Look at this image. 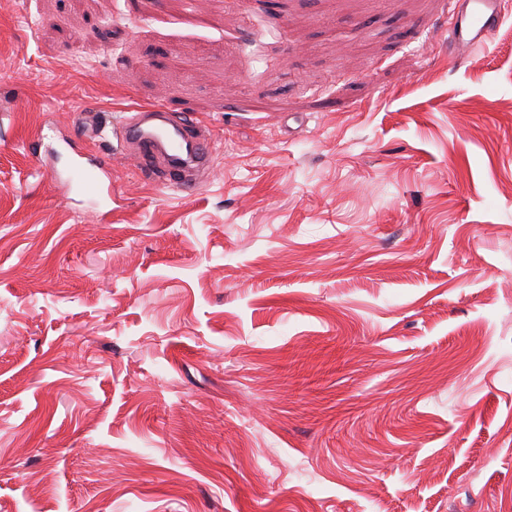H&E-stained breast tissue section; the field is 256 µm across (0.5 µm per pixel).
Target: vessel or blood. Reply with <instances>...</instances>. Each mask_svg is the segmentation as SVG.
<instances>
[{
  "label": "vessel or blood",
  "instance_id": "vessel-or-blood-1",
  "mask_svg": "<svg viewBox=\"0 0 512 512\" xmlns=\"http://www.w3.org/2000/svg\"><path fill=\"white\" fill-rule=\"evenodd\" d=\"M503 22L502 0H453L448 19L449 56L459 58L483 46ZM76 127L77 137L58 141L74 154L68 180L101 197L112 195V160L84 151L83 145L99 140L107 127L118 142L120 157L134 160L155 182L191 192L198 186L197 173L211 167L209 132L164 102L130 108L109 126L97 112L81 109L76 113Z\"/></svg>",
  "mask_w": 512,
  "mask_h": 512
}]
</instances>
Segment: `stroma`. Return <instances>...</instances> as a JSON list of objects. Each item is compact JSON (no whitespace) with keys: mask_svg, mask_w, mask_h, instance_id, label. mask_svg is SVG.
<instances>
[{"mask_svg":"<svg viewBox=\"0 0 512 512\" xmlns=\"http://www.w3.org/2000/svg\"><path fill=\"white\" fill-rule=\"evenodd\" d=\"M70 2L0 0V512H512V0ZM125 88L197 190L26 150ZM501 0H454L448 19V56L483 46L504 23Z\"/></svg>","mask_w":512,"mask_h":512,"instance_id":"1","label":"stroma"}]
</instances>
